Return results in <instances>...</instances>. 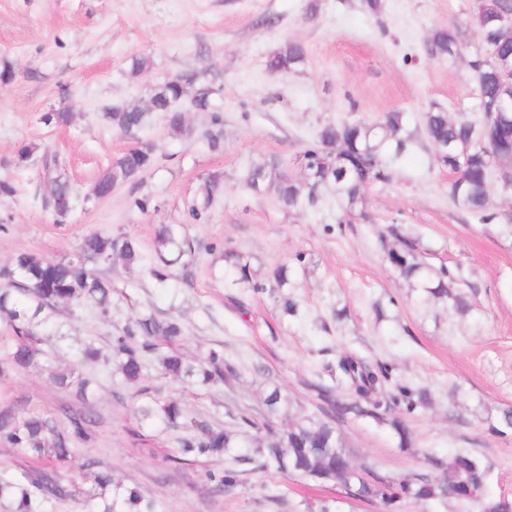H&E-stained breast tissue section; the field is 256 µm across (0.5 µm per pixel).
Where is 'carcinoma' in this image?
<instances>
[{
    "label": "carcinoma",
    "instance_id": "carcinoma-1",
    "mask_svg": "<svg viewBox=\"0 0 512 512\" xmlns=\"http://www.w3.org/2000/svg\"><path fill=\"white\" fill-rule=\"evenodd\" d=\"M512 15V0H476L473 18L492 20L494 25L484 30L472 62L482 70L478 83L477 120H453L441 110L425 115V133L436 149L441 163L452 172H460L448 185V196L456 204L492 221L495 215L486 213L489 173L494 166L512 165V144L504 135L512 133V84L504 83L501 68H512V32L502 27L500 19ZM468 26L452 24L434 30L424 41V52L432 60H454L462 43L468 38ZM306 52L299 42H287L272 52L267 69L287 74L304 63ZM197 75L185 72L165 81L154 89L148 110L136 106L114 105L101 113L102 121L123 135L136 136V146L127 150L102 172L94 186V195L104 199L127 182L139 178L157 162L156 148L151 139L142 136L149 125L150 112L165 113L169 131L175 136H193L186 124L185 113L177 104L211 113L209 127L201 133L212 151L224 147V117L211 110L207 93L196 88ZM403 115L389 112L373 124L341 121L321 127L314 141L302 152L301 180L280 171L278 161L270 159L252 165L244 176V186L260 192L274 184L279 200L289 208H304L317 203V190L328 187L347 205L363 201L374 183L389 180L384 156L392 150L398 157L409 150L411 137L402 135ZM43 178L50 184L49 208L64 217L72 209L74 194L69 181L61 173L58 155L46 148L38 159ZM224 188L222 178L206 179L196 196L186 204L188 220L197 223L205 218ZM392 237L394 244L386 249L390 265L405 281H416L434 297H446L459 309L464 305L448 286L447 273L435 272L425 261L416 242L400 233L392 224L381 242ZM195 258L194 244L183 236L180 227L161 224L154 238V257L146 262L137 239L129 235L112 236L101 232L86 235L73 258L52 262L31 253H19L0 268V323L11 328L17 338L15 347L0 357V374L15 371L44 370L39 360L43 333L49 328L53 313L61 304L90 308L103 320L112 315V283L102 274L115 260L130 268L148 266L149 273L160 286L171 277V268L182 265L184 281H189L190 266ZM238 282L250 285L255 292L264 285L253 279L249 266L241 257L228 255ZM184 336L182 325L173 319L161 320L153 314H141L112 336L111 350L104 354L94 341H87L80 350L84 362L104 365L105 372L137 387L136 393H146L139 386L149 365H154L168 377L186 383L216 386L233 372L224 360V351L210 349L204 355L189 359L181 351ZM337 370L349 383L355 397L352 403L336 399L335 389L315 386L318 397L326 404L325 418L300 422L293 419L288 401L279 384L268 379L264 397L268 422L276 431L262 436L261 428L250 418L242 423L255 429L252 446L242 450V441L224 430L213 428L207 421L185 412L174 400L151 398L135 406V413L144 422H159L181 432L176 444L178 454L169 457L171 463L183 466L201 458L231 455L235 461L254 462L261 470L293 473L322 484L338 485L343 496L337 499L306 500L303 512H342L340 505L354 507L355 502L378 499L388 512H393L404 498L442 501L448 497L477 500L482 512H502V498L484 496L490 466L481 457L458 453L448 459L433 458L431 463L442 470L443 477L431 479L419 476L393 484L382 477L364 479L352 461L342 441L338 424L346 415L378 418L380 404L370 401L378 392V373L363 358L344 352L337 360ZM88 380L77 381L78 395L84 406L63 409L65 426L53 417H18L11 410L0 411V442L20 449L25 455L42 463L32 469H21L9 479L0 480V504L14 512H40L45 503L76 499L92 512H160L157 504L145 499L134 487L112 479L109 472L95 476V486L69 485L62 481L57 468L71 459L70 445L74 441H93L92 426L95 412L87 403ZM240 471L234 468L208 470L205 481L212 494L220 496L238 483Z\"/></svg>",
    "mask_w": 512,
    "mask_h": 512
}]
</instances>
